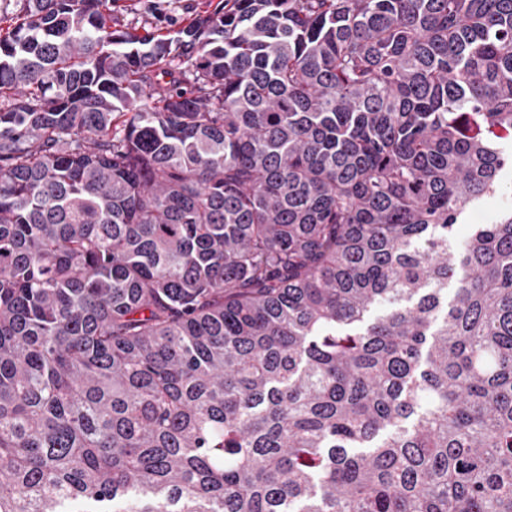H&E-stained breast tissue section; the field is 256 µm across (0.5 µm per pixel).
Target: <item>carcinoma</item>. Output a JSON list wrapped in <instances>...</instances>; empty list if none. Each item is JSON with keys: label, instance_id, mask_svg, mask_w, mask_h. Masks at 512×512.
<instances>
[{"label": "carcinoma", "instance_id": "cac0c4a2", "mask_svg": "<svg viewBox=\"0 0 512 512\" xmlns=\"http://www.w3.org/2000/svg\"><path fill=\"white\" fill-rule=\"evenodd\" d=\"M120 10L0 0V512H512V0ZM212 1L209 10L219 0H120L122 7L121 19L129 26H139L148 22L153 29L166 34L183 27L193 14V5L197 11L205 10L206 3Z\"/></svg>", "mask_w": 512, "mask_h": 512}]
</instances>
